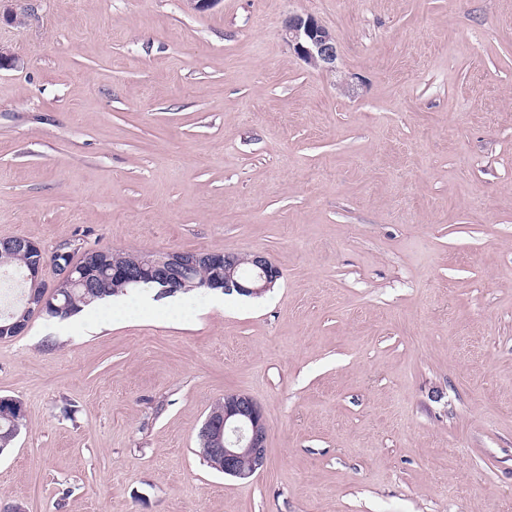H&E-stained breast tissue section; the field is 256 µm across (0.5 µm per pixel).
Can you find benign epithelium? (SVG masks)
I'll return each mask as SVG.
<instances>
[{
	"mask_svg": "<svg viewBox=\"0 0 512 512\" xmlns=\"http://www.w3.org/2000/svg\"><path fill=\"white\" fill-rule=\"evenodd\" d=\"M283 32L288 47L309 67L327 75L339 77V85L349 94H355L358 84L355 76L343 75L338 69L336 33L323 25L311 14L291 13L284 22ZM17 251L37 253L42 260L28 267L25 280H31L43 289L33 314H39L53 300L68 289L83 283L93 284L97 268L102 265L101 250L88 252L90 260L80 266L55 262V278L48 284L42 279L45 251L37 243L18 237L12 243L0 244V256L9 257ZM251 272L239 273V262L231 252L170 251L162 255H142L127 267H112V280L120 284L137 282L147 274L171 291L182 283L181 274L189 268L204 266L212 270L213 277L196 283L200 289L224 286V291L237 292L248 297H259L281 278L280 269L263 252L250 254ZM223 414L207 415L200 436L224 439V447L210 448L208 452L218 457L224 465V473L246 479L263 469L266 463L268 430L261 406L250 396L241 393L224 395L221 403Z\"/></svg>",
	"mask_w": 512,
	"mask_h": 512,
	"instance_id": "7a95c632",
	"label": "benign epithelium"
}]
</instances>
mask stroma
Instances as JSON below:
<instances>
[{"label":"stroma","mask_w":512,"mask_h":512,"mask_svg":"<svg viewBox=\"0 0 512 512\" xmlns=\"http://www.w3.org/2000/svg\"><path fill=\"white\" fill-rule=\"evenodd\" d=\"M0 238L266 252L277 285L0 340L28 512H512V0H12ZM336 33L357 96L289 49ZM261 406L264 469L199 430ZM220 405L223 414L213 417L208 414L200 436L220 440L224 435V448H205L218 457L220 462L208 459L199 448L207 465L220 473L246 479L263 469L266 463L268 430L261 406L250 396L241 393L225 394Z\"/></svg>","instance_id":"stroma-1"}]
</instances>
